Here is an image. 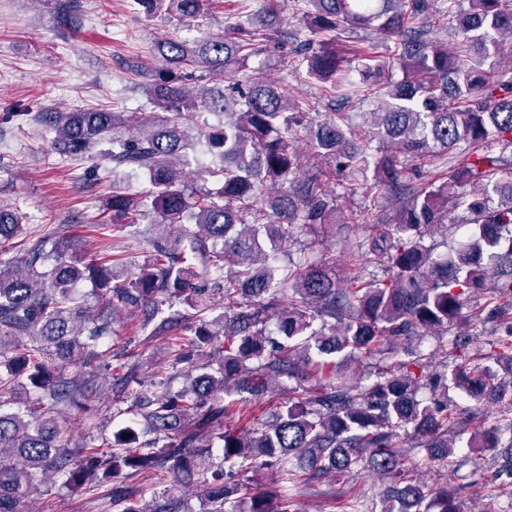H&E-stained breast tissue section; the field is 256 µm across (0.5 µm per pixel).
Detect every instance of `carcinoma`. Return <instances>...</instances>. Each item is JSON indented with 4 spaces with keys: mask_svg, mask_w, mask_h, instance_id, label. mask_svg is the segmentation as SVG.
<instances>
[{
    "mask_svg": "<svg viewBox=\"0 0 512 512\" xmlns=\"http://www.w3.org/2000/svg\"><path fill=\"white\" fill-rule=\"evenodd\" d=\"M148 16L194 19L203 0H137ZM292 50L307 79L328 94L326 111L288 94L257 68L225 89L193 90L185 70L212 77L247 66L261 42L281 38L273 26L280 0H267L250 26L203 41L166 38L154 49L160 66L146 74L151 113L88 109L49 112L42 122L54 133L62 160L82 158L118 126L131 131L112 139L104 160L112 170L148 177L155 188L150 223L177 224L159 233L153 253L124 279L112 272L115 255L87 260L71 237L53 238V263L40 240L20 261H0V512H19L42 478L67 485L112 483L122 512H175L174 501L150 506L154 488L127 479L168 471L211 502V512L241 491L210 463L220 445L224 462L245 475L273 469L278 481L251 497L247 512H291V491L321 477L344 476L360 466L403 485L387 495L405 512H459L448 487L427 494L402 469L398 445L409 433L425 439L443 462L462 448L495 451L512 476V176L490 175L508 163L494 149L512 148V67L486 66L512 48V0H301ZM453 25L457 41L436 32ZM401 77L390 78L394 71ZM378 106L351 112L353 98ZM209 112L222 120L194 126ZM377 141L376 152H368ZM206 147L216 164L200 176H221L212 190L182 179L180 166ZM441 168L456 183L426 179ZM350 179L372 206L338 203L335 186ZM140 202L112 184V224L117 229ZM466 214V242L448 257L425 238L448 228V211ZM331 224L365 229L354 253L356 272H336L312 261L311 246L283 269L273 253L306 229L323 241ZM26 233L17 213L0 208V248ZM214 274L212 287L197 283L194 266ZM386 266L385 279H367L371 264ZM91 282L101 308L76 305L74 286ZM480 295L474 316L467 301ZM224 313L209 319L215 298ZM182 306L153 331L171 337L172 365L185 383L145 382L129 369L114 383L130 418L112 433L107 452L59 444L58 414L89 400L85 384L112 358L100 349L111 334L105 313L114 307ZM276 321L282 339L266 330ZM501 328L493 345L495 367L468 358L483 327ZM453 325L451 350L463 360L452 371H427V358L410 360L388 349ZM222 336L218 341L215 336ZM377 359L366 384L349 375V360ZM218 368L207 371L211 362ZM73 366L79 371L66 372ZM288 398L270 420L245 427L251 402L284 382ZM428 389L432 397L419 396ZM458 389L475 405L509 402L495 423L471 432L448 406ZM509 433L508 444H502Z\"/></svg>",
    "mask_w": 512,
    "mask_h": 512,
    "instance_id": "carcinoma-1",
    "label": "carcinoma"
}]
</instances>
